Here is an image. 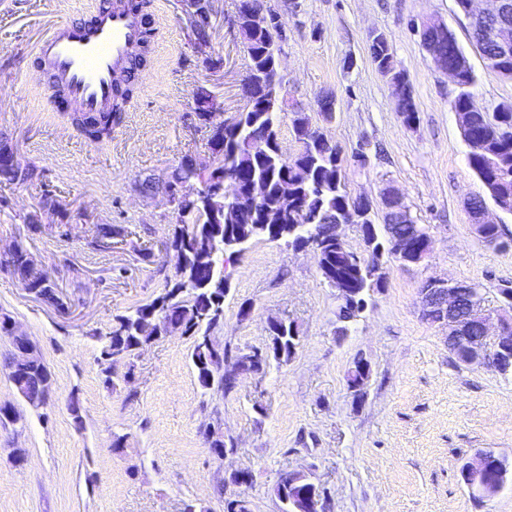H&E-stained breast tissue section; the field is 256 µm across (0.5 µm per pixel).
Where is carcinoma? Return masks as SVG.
Instances as JSON below:
<instances>
[{"mask_svg":"<svg viewBox=\"0 0 512 512\" xmlns=\"http://www.w3.org/2000/svg\"><path fill=\"white\" fill-rule=\"evenodd\" d=\"M131 6L141 13L146 25L142 50L150 53L154 28L153 0H133ZM237 30L243 46L253 51L256 65L273 62L267 49L265 36L254 33L239 20ZM495 29L480 32L469 26V37L478 48L488 69L506 80H512V51L503 56L499 42L493 37ZM424 48H433L451 59L462 57L463 65L457 93L450 102L453 112L463 120L462 134L469 146V167L483 185L492 188L494 195L512 196V103L497 112H488L480 106L471 92L475 73L454 33L449 42L440 43L430 33L419 34ZM371 62L387 79L390 86L402 92L401 118L410 128L419 120L412 90L406 74L394 64L392 44L386 32L380 30L370 40ZM138 85L130 82L122 91H116L120 100L113 101L112 111L92 114L86 121L74 125L87 141L101 144L112 139V128L123 121V104L136 92ZM197 101V121L208 126V111L214 99L206 87L194 91ZM254 104L250 111L242 112L230 126L209 130L208 144L214 165L201 175L186 159L174 168L169 180L162 184L164 192L183 181L197 180L204 184L201 193L179 203L172 216L175 224L165 250L180 256L173 273L165 276L163 292L154 299L113 317L111 330L99 336L102 342L99 362L106 377L117 374L120 365H127L145 345L165 337L169 330H179L191 340L190 358L199 386L206 393L224 397L242 378L241 368L261 370L270 362H288L296 353L301 336L297 326L284 319L269 324V340L265 347L252 353L234 352L228 345L221 346L224 359L230 366L220 373L209 368L213 333L224 320V302L230 293L224 266V257L234 253L224 251V239L238 235L248 242L267 240L283 242L298 251L310 247L323 281L331 287L348 289L336 309V336L341 339L360 316L367 298L380 291L385 283L380 274L373 273L365 264L355 262V252L345 242H336L335 225L347 220L370 204L361 197H352L346 190L343 159L338 147L319 137L300 136V130L312 124L305 112L293 113L291 124L298 152L283 159L280 142L279 111L271 109V95L257 87L253 92ZM491 141L500 150V159L492 164L477 150L483 142ZM38 176L35 164L22 163L14 157V150L0 145V182L27 183ZM233 178L244 185L254 178L269 184L267 197L258 205L245 199L223 200L216 192L224 189L225 178ZM293 182L294 201L285 204L276 193L282 179ZM421 225L413 220L405 203L383 212L382 222L375 219L360 225L365 247L370 250L371 262L385 264L395 256L390 242L393 239L418 240ZM124 229L119 225L97 224L86 246L91 250L102 247L106 241L120 237ZM0 271L28 280L37 297L57 306L49 275L32 262L26 246L17 244L14 253L0 258ZM14 355L5 359L4 367L17 394L33 409L43 407L51 390V375L44 360L24 372L15 371ZM308 483L305 476L296 474L280 481L273 489L281 503V512H310L300 490Z\"/></svg>","mask_w":512,"mask_h":512,"instance_id":"cac0c4a2","label":"carcinoma"}]
</instances>
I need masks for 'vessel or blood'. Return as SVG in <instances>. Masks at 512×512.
I'll return each instance as SVG.
<instances>
[{"mask_svg": "<svg viewBox=\"0 0 512 512\" xmlns=\"http://www.w3.org/2000/svg\"><path fill=\"white\" fill-rule=\"evenodd\" d=\"M144 37L139 13L106 0L95 22L56 21L39 40L36 60L64 90L74 111L103 112L112 104L115 81Z\"/></svg>", "mask_w": 512, "mask_h": 512, "instance_id": "vessel-or-blood-1", "label": "vessel or blood"}]
</instances>
